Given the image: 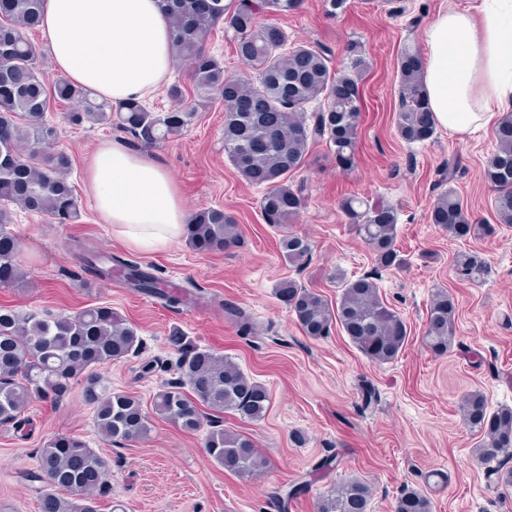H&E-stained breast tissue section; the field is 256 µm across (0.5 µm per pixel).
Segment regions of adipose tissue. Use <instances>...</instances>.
<instances>
[{
    "label": "adipose tissue",
    "mask_w": 512,
    "mask_h": 512,
    "mask_svg": "<svg viewBox=\"0 0 512 512\" xmlns=\"http://www.w3.org/2000/svg\"><path fill=\"white\" fill-rule=\"evenodd\" d=\"M55 70L118 102L159 89L174 49L157 0H46L40 21ZM424 92L437 126L457 135L512 110V0L441 11L424 41ZM94 207L126 245L169 247L190 219L179 189L148 153L103 142L85 169Z\"/></svg>",
    "instance_id": "obj_1"
}]
</instances>
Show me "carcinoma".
<instances>
[{"mask_svg": "<svg viewBox=\"0 0 512 512\" xmlns=\"http://www.w3.org/2000/svg\"><path fill=\"white\" fill-rule=\"evenodd\" d=\"M45 0H0V287H15L24 274L18 261L20 243L9 229L8 205L46 214L55 224H74L80 212L74 187L67 175L72 158L54 152L58 127L46 120L50 100L78 106L64 113L71 125L86 122L116 125L143 147H152L181 135L200 112L224 109V152L238 173L252 185L266 188L260 206L268 224H288L304 204L305 186L288 184V174L303 163L309 143L329 145L336 165L343 171L354 165L357 130L362 116L359 81L368 68L357 47L349 49L347 70L330 66L328 49L299 43L282 56L288 43L283 28L262 22L263 16L286 15L300 0H159L172 27L175 54L190 64L191 89L179 82L167 88L177 107L165 112L148 110L129 99L112 104L99 101L65 79L47 85L37 64V51L28 33L39 26ZM225 25L237 54L258 73L257 82L229 76L224 65L206 53L205 45L218 24ZM399 109L397 132L407 143L434 138L436 127L422 87L423 59L411 46L398 57ZM323 101V108L307 122V105ZM496 151L484 166V179L496 191L497 216L512 224V113L498 121ZM20 143L30 147L18 152ZM342 210L374 255L378 266L402 263L396 249L398 213L382 201L357 197L342 201ZM429 220L455 238L489 233L486 224H473L453 189L440 192ZM233 219L222 208L197 210L187 224L186 238L198 251H221L234 242ZM288 261L305 266L311 254L309 241L297 234L282 240ZM85 272L96 279L112 278V267L124 270L128 287L156 296L172 309L183 304L181 293L162 288L155 273L97 251L81 256ZM460 282H477L487 273L483 259L459 252L453 261ZM342 293L336 305L294 280L282 282L280 300L292 311L303 333L313 339L329 334L338 324L370 359L395 360L408 331L401 316L379 296L373 275L352 280L337 276ZM225 317L242 336L254 326L241 308L227 304ZM456 308L446 290L436 292L423 336L425 346L437 355L451 349ZM168 342L179 352V377L154 396V413L185 432L198 431L203 409L230 412L258 420L269 407L264 386L248 377L233 361L194 346L179 329ZM142 339L112 307H88L73 317L38 316L0 308V424L22 425L21 413L31 395L57 404L70 395L74 384L83 386L84 400L95 410L101 433L113 442L136 440L150 431L149 417L141 401L125 392H112L102 382L99 368L140 352ZM463 417L483 441L476 448L478 460L487 465L499 458L512 459V408L490 411L483 392L466 393ZM209 454L234 473H253L266 464L254 441L226 429L209 433ZM31 478L41 483L39 512H96L90 494L109 493L101 456L76 436L61 435L40 449ZM69 492L65 496L61 491ZM373 487L363 479H351L317 502L316 512H369ZM394 512H433L430 498L421 490L401 492Z\"/></svg>", "mask_w": 512, "mask_h": 512, "instance_id": "1", "label": "carcinoma"}]
</instances>
